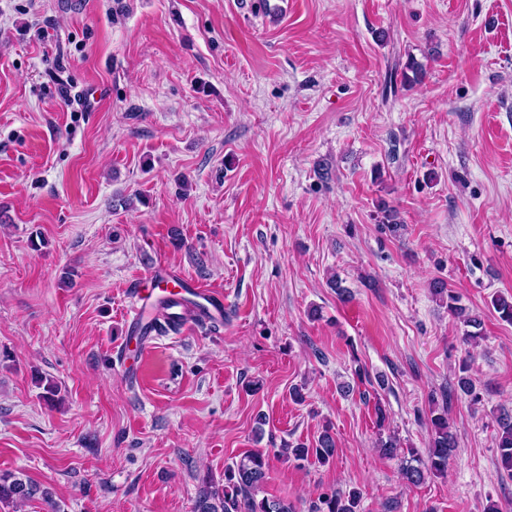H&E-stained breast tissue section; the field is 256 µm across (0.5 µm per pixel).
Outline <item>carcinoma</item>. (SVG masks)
Here are the masks:
<instances>
[{"instance_id": "obj_1", "label": "carcinoma", "mask_w": 512, "mask_h": 512, "mask_svg": "<svg viewBox=\"0 0 512 512\" xmlns=\"http://www.w3.org/2000/svg\"><path fill=\"white\" fill-rule=\"evenodd\" d=\"M431 288L434 295L448 300V311L466 326L465 341L479 338L482 321L466 313V308L460 305V296L441 280L433 281ZM491 305L499 319L512 323V296L498 295L491 301ZM431 425L434 434L423 458L415 452L410 453L408 458L403 456L397 440L392 437L379 441L381 454L398 461L403 479L414 486L423 484L430 474L444 473L456 448V438L448 424L447 414L432 417ZM495 443L503 467L512 472V416L504 414L499 418ZM280 454L297 462L312 458L327 465L336 456V441L330 431L325 429L314 443L298 444L294 447L288 445L280 450ZM268 472L267 453L260 450L243 453L238 460L224 469L222 488L208 490L198 497L194 512H295L293 506L283 500L257 498V492L266 481ZM39 496L48 505L49 512H60L49 492L23 473L0 474V503L18 505ZM362 496L359 488L324 494L312 505L310 512H359Z\"/></svg>"}]
</instances>
